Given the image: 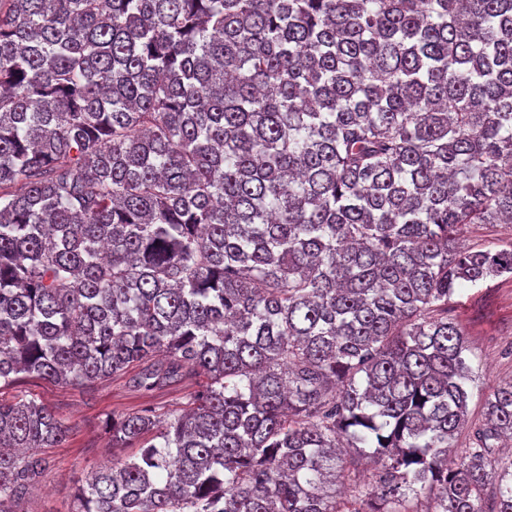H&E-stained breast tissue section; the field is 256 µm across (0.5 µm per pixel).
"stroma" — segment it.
<instances>
[{
    "mask_svg": "<svg viewBox=\"0 0 512 512\" xmlns=\"http://www.w3.org/2000/svg\"><path fill=\"white\" fill-rule=\"evenodd\" d=\"M448 315L460 324L474 353L469 398V420L474 423L486 396L499 383L512 379V277H494L460 289L448 302ZM203 384V379L196 378L148 391L130 387L124 376L90 386L23 377L1 387V401L36 399L69 428L62 447L43 449L48 465L37 490L23 502L24 512H73L78 480L111 457L125 459L136 454L132 448H113L110 418L149 407H182Z\"/></svg>",
    "mask_w": 512,
    "mask_h": 512,
    "instance_id": "stroma-1",
    "label": "stroma"
}]
</instances>
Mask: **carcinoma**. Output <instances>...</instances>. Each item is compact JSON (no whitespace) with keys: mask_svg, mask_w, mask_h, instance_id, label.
I'll list each match as a JSON object with an SVG mask.
<instances>
[{"mask_svg":"<svg viewBox=\"0 0 512 512\" xmlns=\"http://www.w3.org/2000/svg\"><path fill=\"white\" fill-rule=\"evenodd\" d=\"M512 0H0V384L203 377L74 512H512L462 454L465 286L512 275ZM68 428L0 402V512ZM464 239L468 246L491 248L493 243L512 240V225L477 224L467 230Z\"/></svg>","mask_w":512,"mask_h":512,"instance_id":"carcinoma-1","label":"carcinoma"}]
</instances>
